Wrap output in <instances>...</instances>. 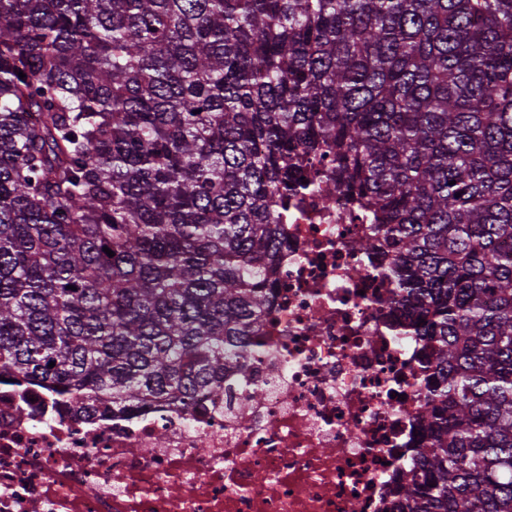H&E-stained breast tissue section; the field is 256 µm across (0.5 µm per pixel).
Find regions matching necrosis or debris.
I'll return each mask as SVG.
<instances>
[{
    "label": "necrosis or debris",
    "instance_id": "obj_1",
    "mask_svg": "<svg viewBox=\"0 0 512 512\" xmlns=\"http://www.w3.org/2000/svg\"><path fill=\"white\" fill-rule=\"evenodd\" d=\"M263 345L193 408L85 417L0 385V512H393L421 430L423 342L324 190L283 217ZM260 400H251L252 391Z\"/></svg>",
    "mask_w": 512,
    "mask_h": 512
}]
</instances>
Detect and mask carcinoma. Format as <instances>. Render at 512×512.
<instances>
[{
  "mask_svg": "<svg viewBox=\"0 0 512 512\" xmlns=\"http://www.w3.org/2000/svg\"><path fill=\"white\" fill-rule=\"evenodd\" d=\"M320 173L426 342L398 507L512 512V0H0V377L223 394Z\"/></svg>",
  "mask_w": 512,
  "mask_h": 512,
  "instance_id": "cac0c4a2",
  "label": "carcinoma"
}]
</instances>
